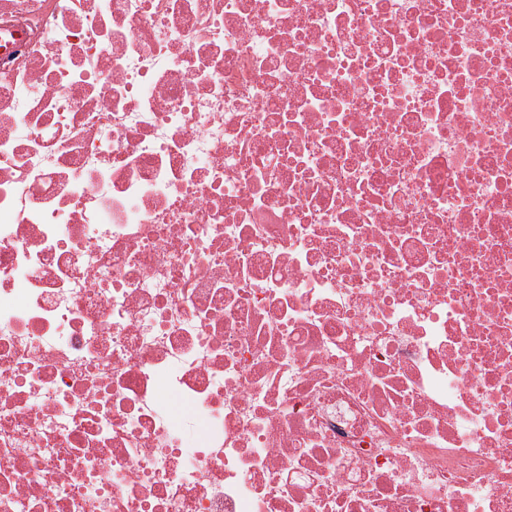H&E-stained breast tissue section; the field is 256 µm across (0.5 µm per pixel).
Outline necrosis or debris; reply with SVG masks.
<instances>
[{
    "label": "necrosis or debris",
    "instance_id": "necrosis-or-debris-1",
    "mask_svg": "<svg viewBox=\"0 0 512 512\" xmlns=\"http://www.w3.org/2000/svg\"><path fill=\"white\" fill-rule=\"evenodd\" d=\"M0 512H512V0H0Z\"/></svg>",
    "mask_w": 512,
    "mask_h": 512
}]
</instances>
